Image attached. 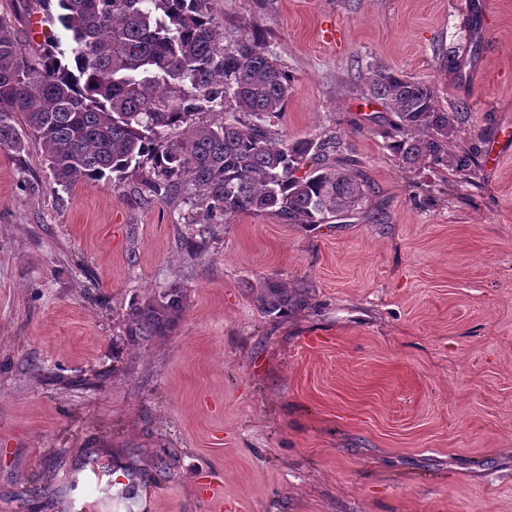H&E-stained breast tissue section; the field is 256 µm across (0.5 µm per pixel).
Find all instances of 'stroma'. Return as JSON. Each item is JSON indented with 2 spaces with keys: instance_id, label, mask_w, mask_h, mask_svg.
Listing matches in <instances>:
<instances>
[{
  "instance_id": "obj_1",
  "label": "stroma",
  "mask_w": 512,
  "mask_h": 512,
  "mask_svg": "<svg viewBox=\"0 0 512 512\" xmlns=\"http://www.w3.org/2000/svg\"><path fill=\"white\" fill-rule=\"evenodd\" d=\"M211 11L292 75L278 135L338 136L384 221L241 213L199 239L142 171L58 193L37 143L0 147V512H219L204 484L220 512H512V0ZM0 14L26 57L59 33L36 0ZM370 64L432 87L469 179L406 167ZM172 286L174 329L130 344L132 304ZM260 306L267 314L283 313L288 309V289L276 282H267L258 297Z\"/></svg>"
}]
</instances>
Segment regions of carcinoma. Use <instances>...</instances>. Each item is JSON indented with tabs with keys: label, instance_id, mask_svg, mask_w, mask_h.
<instances>
[{
	"label": "carcinoma",
	"instance_id": "obj_1",
	"mask_svg": "<svg viewBox=\"0 0 512 512\" xmlns=\"http://www.w3.org/2000/svg\"><path fill=\"white\" fill-rule=\"evenodd\" d=\"M38 3L65 40L26 59L11 20L0 16V146L21 152L28 141L38 143L62 190L120 180L149 162L144 196L175 199L194 189L198 224L264 212L290 224H327L368 200L371 186L357 157L341 154L331 140H288L272 131L291 77L256 34L224 45L210 0ZM367 86L392 114V149L404 163L469 175L473 154L449 148L453 119L429 85L376 66ZM203 111L221 118L194 123ZM184 299L175 286L133 304L130 341L168 335ZM258 300L267 314L290 303L288 289L276 282L266 283Z\"/></svg>",
	"mask_w": 512,
	"mask_h": 512
}]
</instances>
